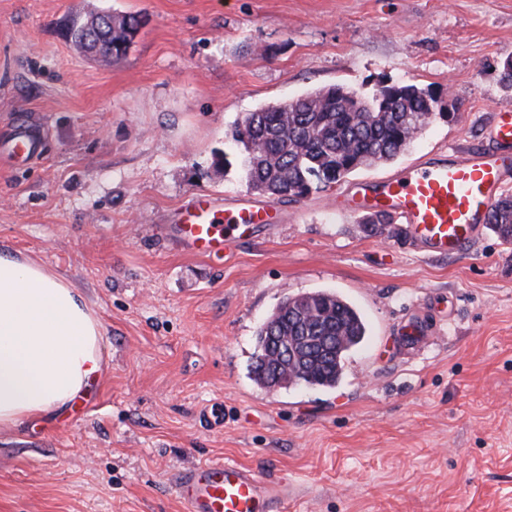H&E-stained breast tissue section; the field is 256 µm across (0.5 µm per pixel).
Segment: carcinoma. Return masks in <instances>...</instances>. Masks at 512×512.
<instances>
[{"mask_svg": "<svg viewBox=\"0 0 512 512\" xmlns=\"http://www.w3.org/2000/svg\"><path fill=\"white\" fill-rule=\"evenodd\" d=\"M141 26L136 14L90 12L73 16L60 27L63 38L77 51L118 61L130 48ZM333 86L307 92L283 107L260 108L228 133L244 152L248 186L260 193L272 185L284 188L282 198H300L314 189L334 185L372 163L395 161L413 136L427 125L432 91L415 84L381 82L369 100L344 101ZM376 234L378 225L391 223L384 211L360 220ZM486 226L501 240L512 242V194L502 195L487 213ZM276 334L332 336L330 355L297 362L292 372L281 369L276 380L254 364L257 383L268 387L306 384L334 388L340 382L348 353L366 336L360 312L334 292L317 291L289 298L272 313Z\"/></svg>", "mask_w": 512, "mask_h": 512, "instance_id": "1", "label": "carcinoma"}]
</instances>
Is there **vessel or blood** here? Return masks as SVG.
<instances>
[{"label":"vessel or blood","instance_id":"obj_1","mask_svg":"<svg viewBox=\"0 0 512 512\" xmlns=\"http://www.w3.org/2000/svg\"><path fill=\"white\" fill-rule=\"evenodd\" d=\"M487 147L425 156L394 174L349 188L346 211H386L401 221L399 233L429 257L466 254L488 210L512 184V106L496 110ZM14 160L38 157L41 150L27 132L9 143ZM274 222L273 207L256 200L217 198L197 193L173 213L165 240L187 254L212 259L229 245L254 238ZM175 489L189 512H286L288 484L263 480L253 469L206 460L179 470Z\"/></svg>","mask_w":512,"mask_h":512}]
</instances>
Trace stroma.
I'll use <instances>...</instances> for the list:
<instances>
[{"instance_id": "1", "label": "stroma", "mask_w": 512, "mask_h": 512, "mask_svg": "<svg viewBox=\"0 0 512 512\" xmlns=\"http://www.w3.org/2000/svg\"><path fill=\"white\" fill-rule=\"evenodd\" d=\"M91 10L145 17L122 60L60 36ZM511 55L512 0H0V145L19 117L43 145L0 157V248L80 290L107 362L84 406L0 434V512H188L173 476L207 459L287 480L288 512H512V244L401 249L332 188L268 197L281 224L219 259L150 235L194 193L254 198L227 132L329 85L428 87L445 113L350 183L474 148ZM316 291L364 341L336 388L262 387L260 326Z\"/></svg>"}]
</instances>
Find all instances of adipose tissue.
<instances>
[{
  "mask_svg": "<svg viewBox=\"0 0 512 512\" xmlns=\"http://www.w3.org/2000/svg\"><path fill=\"white\" fill-rule=\"evenodd\" d=\"M101 341L100 320L77 288L0 251V433L71 408L102 373Z\"/></svg>",
  "mask_w": 512,
  "mask_h": 512,
  "instance_id": "adipose-tissue-1",
  "label": "adipose tissue"
}]
</instances>
